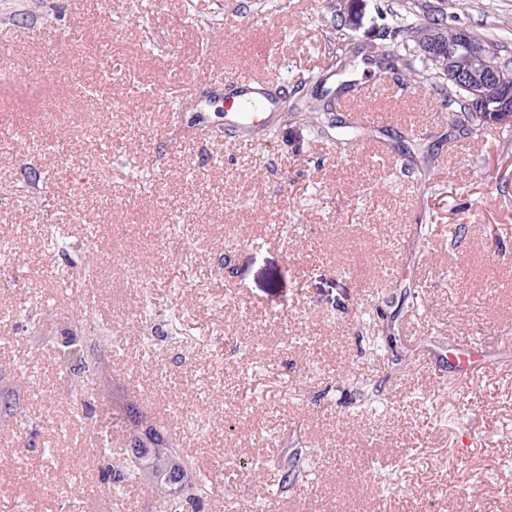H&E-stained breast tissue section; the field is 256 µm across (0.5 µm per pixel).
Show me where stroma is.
Wrapping results in <instances>:
<instances>
[{
    "mask_svg": "<svg viewBox=\"0 0 512 512\" xmlns=\"http://www.w3.org/2000/svg\"><path fill=\"white\" fill-rule=\"evenodd\" d=\"M389 2L0 0V512H156L101 481L127 401L215 480L202 512H512V130L396 71L361 108L399 121L246 142L188 87L202 64L322 77L318 105L364 87ZM426 2L512 44V0ZM73 317L120 339L89 415L58 366ZM296 448L315 471L277 491L265 462Z\"/></svg>",
    "mask_w": 512,
    "mask_h": 512,
    "instance_id": "35a3bbf8",
    "label": "stroma"
}]
</instances>
